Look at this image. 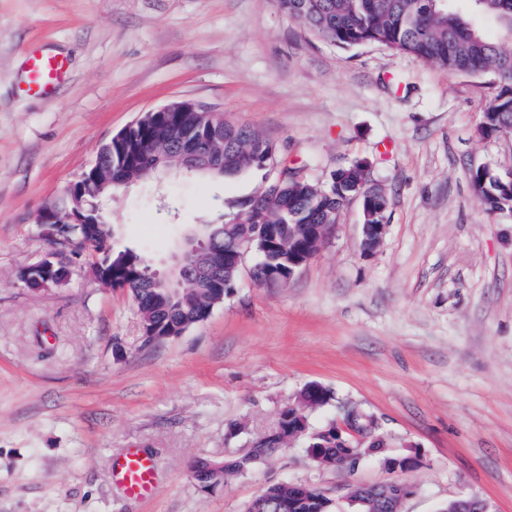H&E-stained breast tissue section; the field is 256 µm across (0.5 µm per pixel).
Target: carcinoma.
Returning <instances> with one entry per match:
<instances>
[{
  "label": "carcinoma",
  "mask_w": 512,
  "mask_h": 512,
  "mask_svg": "<svg viewBox=\"0 0 512 512\" xmlns=\"http://www.w3.org/2000/svg\"><path fill=\"white\" fill-rule=\"evenodd\" d=\"M281 13L301 24L311 35L327 40L339 48L350 49L366 44L381 45L433 63L454 74L489 75L495 93L483 110L481 133L491 137L512 126V0H277ZM477 18L491 19L500 30V40L487 39L474 23ZM199 125L196 112H172L154 115L113 136L99 153V158L112 164V185L102 188L88 172L77 184L76 195L85 197L84 209L95 201H103L115 187L157 177V171L143 163L147 153L166 157L165 163L179 167L175 145L186 140L187 133ZM255 131L247 124L224 122V171L195 170L190 175L217 179L245 170L262 171L270 163L266 152L273 146L267 142L265 153L241 157L234 153ZM363 164L350 163L333 171L336 183L322 185L305 176L300 180L280 182L273 178L261 193L240 203L232 218L236 224H268L272 234L266 236L264 253L259 261L276 260L277 266L288 267L306 254L312 244L305 235L296 241L289 260L278 258L280 240L288 239L295 224H334L350 200L367 191V179L361 176ZM470 182L485 210L490 213L512 208V191L498 185L485 169L469 172ZM93 250L109 254L107 276L112 288L125 289L137 280L146 258L133 250L115 251L110 239L97 235ZM144 323L163 331L191 327L208 315L204 308L171 301L159 287H144L132 293ZM277 451L268 445L255 452L224 458L227 478L250 472L263 456ZM277 512H332L330 499L318 488L296 506L281 503Z\"/></svg>",
  "instance_id": "carcinoma-1"
}]
</instances>
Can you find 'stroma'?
<instances>
[{"label": "stroma", "mask_w": 512, "mask_h": 512, "mask_svg": "<svg viewBox=\"0 0 512 512\" xmlns=\"http://www.w3.org/2000/svg\"><path fill=\"white\" fill-rule=\"evenodd\" d=\"M38 51L66 60L52 93L23 90ZM490 78L452 74L379 45L340 49L276 0H0V512H245L271 484L340 498L389 479L374 457L318 467L305 440L209 490L190 473L274 429L310 383L377 417L419 464L403 512L485 499L512 512V215L488 214L470 169H512V139L479 132ZM177 100L222 111L326 181L364 159L388 192L384 242L360 249L361 207L284 286L255 284L253 256L207 320L146 341L133 297L101 283L94 254L33 292L17 273L49 246L35 218L143 113ZM265 172L172 174L108 202L115 249L169 257L187 225L219 223ZM152 456L157 495L112 480L125 449Z\"/></svg>", "instance_id": "1"}]
</instances>
